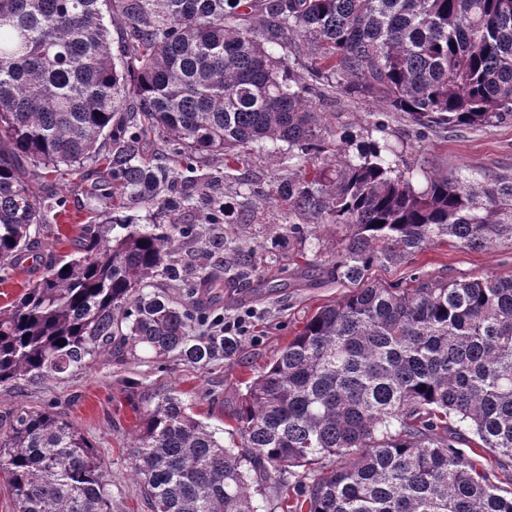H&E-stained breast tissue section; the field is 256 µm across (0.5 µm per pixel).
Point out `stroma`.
Returning <instances> with one entry per match:
<instances>
[{
  "label": "stroma",
  "instance_id": "35a3bbf8",
  "mask_svg": "<svg viewBox=\"0 0 512 512\" xmlns=\"http://www.w3.org/2000/svg\"><path fill=\"white\" fill-rule=\"evenodd\" d=\"M325 110L336 132H348L363 141L374 137V124L385 121L389 142L410 167L415 186L426 187L428 179L441 173H463L472 178L505 170L512 171V122L493 126L460 127L427 131L418 135L403 116L388 112L372 100L338 98ZM288 174L283 154L273 148L252 149L245 166L224 184L225 201L234 223L214 225L215 234L236 237L246 229L250 244H266L270 227L284 224L288 216L274 203L251 197L248 183L256 177L275 183ZM91 170L70 176L57 187L61 211L53 228L41 229L32 240L34 252L43 258L63 259L73 253L79 229L101 222L110 208L105 198L89 196ZM277 251L276 260L259 261L261 280L276 285V293L246 305L220 303L216 313L232 318L251 311L250 330L236 360L218 358L209 364H193L176 355L155 359L147 355L124 360L102 359L89 368L44 382H20L0 387V417L12 410L49 409L61 412L88 437L105 461L112 478V512H150L128 460L129 444L138 416L158 396L174 391L190 405L195 416L212 428L223 429L246 382L273 361L289 336L301 328L318 307L342 296L344 286L320 272L310 278H295L288 264L289 250ZM420 273L433 278H462L494 274L512 277V246L492 251L437 244L416 255L413 264L397 268L376 267L373 279L394 281Z\"/></svg>",
  "mask_w": 512,
  "mask_h": 512
}]
</instances>
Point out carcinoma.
<instances>
[{
    "label": "carcinoma",
    "instance_id": "carcinoma-1",
    "mask_svg": "<svg viewBox=\"0 0 512 512\" xmlns=\"http://www.w3.org/2000/svg\"><path fill=\"white\" fill-rule=\"evenodd\" d=\"M304 55L315 64L300 73ZM337 92L420 130L511 120L512 0H0V282L50 223L44 189L88 163L103 178L90 194L114 211L204 203L203 223L225 224L222 180L192 172L214 157L229 172L270 143L288 177L248 190L288 205L271 239L345 229L326 273L348 290L246 384L229 441L173 394L139 417L129 464L151 512H259L288 476L286 512H512L495 484L512 485V277L369 280L437 243L512 245V173L419 190L384 121L360 143L329 127L316 102ZM153 140L170 153L146 157ZM201 237L198 224L84 225L75 256L0 310V386L102 356L238 357L240 337L196 329L211 289L254 279L256 247L226 237L233 263H170ZM4 425L15 512H112L107 467L73 422L20 408Z\"/></svg>",
    "mask_w": 512,
    "mask_h": 512
}]
</instances>
